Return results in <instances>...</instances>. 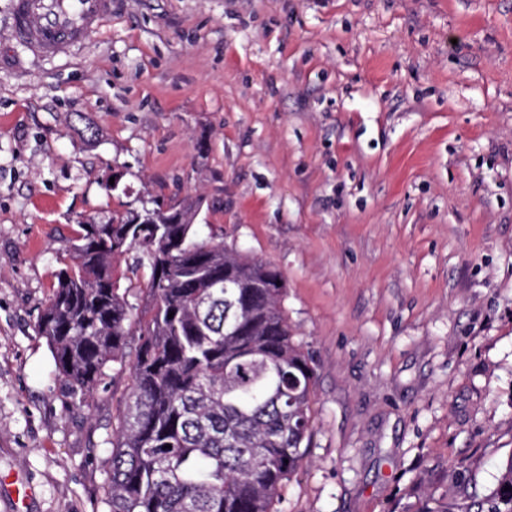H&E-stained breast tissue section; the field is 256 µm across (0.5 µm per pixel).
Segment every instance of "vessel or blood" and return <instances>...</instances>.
<instances>
[{"instance_id":"obj_1","label":"vessel or blood","mask_w":512,"mask_h":512,"mask_svg":"<svg viewBox=\"0 0 512 512\" xmlns=\"http://www.w3.org/2000/svg\"><path fill=\"white\" fill-rule=\"evenodd\" d=\"M111 15L112 0H14L12 33L34 56H63Z\"/></svg>"}]
</instances>
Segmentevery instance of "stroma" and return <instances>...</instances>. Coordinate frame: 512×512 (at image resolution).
<instances>
[{"instance_id": "1", "label": "stroma", "mask_w": 512, "mask_h": 512, "mask_svg": "<svg viewBox=\"0 0 512 512\" xmlns=\"http://www.w3.org/2000/svg\"><path fill=\"white\" fill-rule=\"evenodd\" d=\"M0 0V482L107 512L127 375L34 325L79 223L204 196L276 267L314 433L278 512H418L512 457V0H113L60 58ZM122 172L125 195L109 189Z\"/></svg>"}]
</instances>
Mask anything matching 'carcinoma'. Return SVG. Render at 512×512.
<instances>
[{"label":"carcinoma","mask_w":512,"mask_h":512,"mask_svg":"<svg viewBox=\"0 0 512 512\" xmlns=\"http://www.w3.org/2000/svg\"><path fill=\"white\" fill-rule=\"evenodd\" d=\"M166 204L80 224L35 330L84 396L107 369L129 372L109 512H276L306 458L315 382L283 307L285 279L198 239L189 222L145 223ZM129 336L139 343L128 365ZM456 487L469 499L461 512H512V457L489 494Z\"/></svg>","instance_id":"carcinoma-1"}]
</instances>
